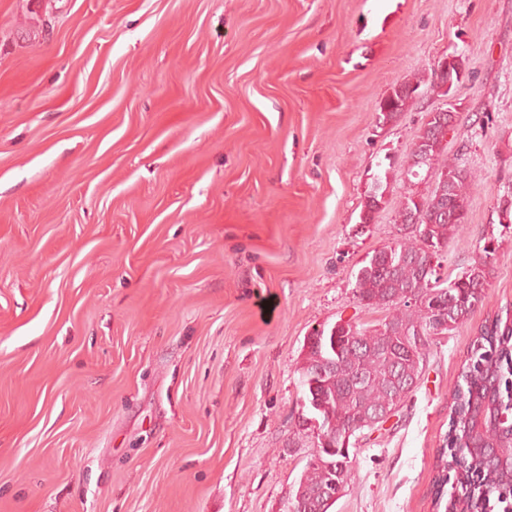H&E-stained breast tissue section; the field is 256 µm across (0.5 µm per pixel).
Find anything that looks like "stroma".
Segmentation results:
<instances>
[{
  "mask_svg": "<svg viewBox=\"0 0 512 512\" xmlns=\"http://www.w3.org/2000/svg\"><path fill=\"white\" fill-rule=\"evenodd\" d=\"M449 55L471 185L441 273L488 247L490 286L331 512H434L449 394L512 317V0H0V512H285L316 450L307 338L382 319L355 275L402 236ZM416 90V87L410 90L407 85H399L398 88H394L393 95L387 99L383 107L385 112L380 111L381 115L379 119H382L383 122H387L394 119L399 112H403L411 99V92H415ZM382 178L377 177L368 185L367 187V199L364 205L362 206V210L359 215V223L360 224H371L374 219V213L377 210L378 206V196L381 187Z\"/></svg>",
  "mask_w": 512,
  "mask_h": 512,
  "instance_id": "obj_1",
  "label": "stroma"
}]
</instances>
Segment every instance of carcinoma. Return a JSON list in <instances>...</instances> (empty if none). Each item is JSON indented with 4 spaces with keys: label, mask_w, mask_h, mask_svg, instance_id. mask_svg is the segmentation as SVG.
<instances>
[{
    "label": "carcinoma",
    "mask_w": 512,
    "mask_h": 512,
    "mask_svg": "<svg viewBox=\"0 0 512 512\" xmlns=\"http://www.w3.org/2000/svg\"><path fill=\"white\" fill-rule=\"evenodd\" d=\"M411 99V90L401 85L393 90L384 106L380 119L387 122L404 111ZM448 113L438 112L422 129L417 138L436 166V185L423 197L422 207L413 201V189L404 194L397 222L410 230L413 218L418 227L411 230L412 238L401 239L375 252L355 275L354 293L359 306L378 309L390 317V323L412 337L416 330L431 322H447L445 335L464 325L488 288V256H481L466 268L467 278L453 279L440 274L424 273L423 262L427 253L439 257L467 220V175L454 164L439 165L446 149ZM382 178H375L367 187V199L359 215V223L373 222L378 206ZM416 288L420 302L400 301L408 289ZM366 336V347L352 353L347 336L350 332L336 322L329 327L314 330L309 336L308 350L302 359L300 385L303 388V407L311 414L309 421H317L333 434L353 429L368 410L383 405H401L408 394L399 393L397 372L420 377L426 355L435 339L425 337L420 343L404 346L373 325H359ZM339 362L345 372L338 374L329 365ZM512 364V327L499 316L485 322L475 337L471 355L462 366L460 381L449 401L450 430L448 446L468 453L478 443L472 428L474 414L492 401L508 400L504 387L505 373ZM346 458L342 449L322 452V463H307L298 488L311 494L332 481L349 489L352 471L340 465ZM473 473L460 477L453 475L455 484L449 492L448 512H472L478 507L476 500L502 499L512 495V472L490 467L482 459L472 464Z\"/></svg>",
    "instance_id": "cac0c4a2"
}]
</instances>
